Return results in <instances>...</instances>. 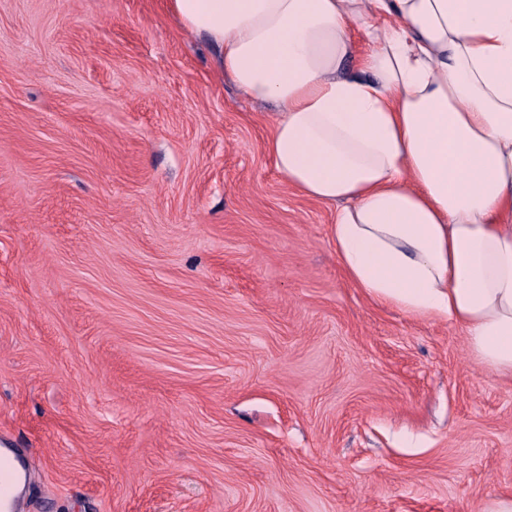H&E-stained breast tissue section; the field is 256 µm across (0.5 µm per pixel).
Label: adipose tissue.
Segmentation results:
<instances>
[{"mask_svg": "<svg viewBox=\"0 0 512 512\" xmlns=\"http://www.w3.org/2000/svg\"><path fill=\"white\" fill-rule=\"evenodd\" d=\"M167 7L225 79L276 105L267 149L300 194L337 204L347 277L460 327L489 373L512 377V0Z\"/></svg>", "mask_w": 512, "mask_h": 512, "instance_id": "adipose-tissue-1", "label": "adipose tissue"}]
</instances>
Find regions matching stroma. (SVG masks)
Listing matches in <instances>:
<instances>
[{"label": "stroma", "mask_w": 512, "mask_h": 512, "mask_svg": "<svg viewBox=\"0 0 512 512\" xmlns=\"http://www.w3.org/2000/svg\"><path fill=\"white\" fill-rule=\"evenodd\" d=\"M166 0H0V448L25 512H482L512 379L373 301Z\"/></svg>", "instance_id": "1"}]
</instances>
